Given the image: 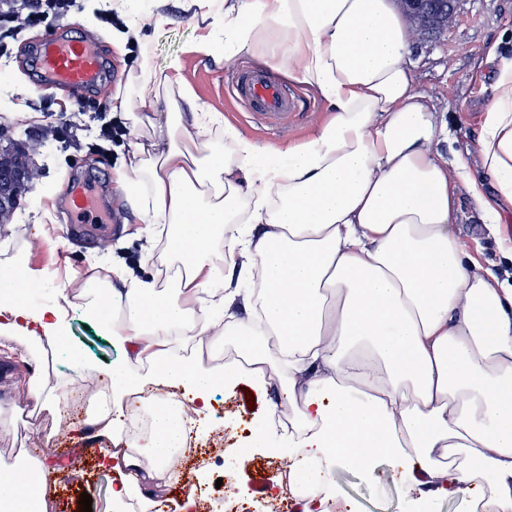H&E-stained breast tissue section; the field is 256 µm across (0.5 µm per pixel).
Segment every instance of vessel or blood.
<instances>
[{"instance_id": "obj_1", "label": "vessel or blood", "mask_w": 512, "mask_h": 512, "mask_svg": "<svg viewBox=\"0 0 512 512\" xmlns=\"http://www.w3.org/2000/svg\"><path fill=\"white\" fill-rule=\"evenodd\" d=\"M35 67L51 84L76 94L99 87L103 73L95 47L82 38L56 31L45 34ZM231 95L255 124L281 132L287 131L299 109L298 100L266 70H236L231 76ZM68 205L71 223L94 224L99 231H107L104 211L90 183L75 184Z\"/></svg>"}]
</instances>
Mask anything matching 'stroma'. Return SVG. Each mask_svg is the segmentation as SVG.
Wrapping results in <instances>:
<instances>
[{
	"mask_svg": "<svg viewBox=\"0 0 512 512\" xmlns=\"http://www.w3.org/2000/svg\"><path fill=\"white\" fill-rule=\"evenodd\" d=\"M91 2L77 0L63 23L95 44L113 87H124L131 59L119 56L107 38L84 23L83 15ZM131 5L145 19L158 71L177 70L180 80L192 88L199 107L221 113L243 135L264 144L285 146L309 135L326 119L325 103L291 82L287 89L305 103V110L294 118L287 134L257 128L225 94L232 65L191 50L199 29L205 25L202 17L170 6L155 8L150 0H132ZM43 34L40 27L17 33L0 27V130L5 133L0 148L21 158L35 173L34 178L25 181L12 212L0 219V242L9 243L8 249H0V271L12 269L18 256L28 272L62 284L72 276L92 275L97 262L142 271L148 264L153 242L146 235L137 234V218L112 177L113 169L127 154L129 129L122 124V113L113 111L111 96L88 92L77 98L64 87L43 85L32 64ZM410 39L417 87L440 121L454 131L451 141L441 142V151L458 155L471 176L482 182L486 195L495 196L496 185L487 178L480 163L478 140L484 116L495 101L493 68L487 62V53L494 47L512 55V0H458L455 14L437 36L427 39L414 33ZM66 110H81L90 116L76 148L45 134L48 112ZM33 112L38 115L34 121L29 118ZM97 112L111 113L113 121L121 125L108 157L92 149L97 131L91 116ZM89 178L99 187L112 226V234L105 240L79 234L59 206L73 183ZM458 208L463 243L475 249L480 263L496 270L501 278L512 277V259L504 256L488 236L468 194H460ZM69 321L67 334L72 345L101 367L98 382L109 386L105 370L123 359L122 346L78 311L70 312ZM269 402L287 406L288 395L275 384L264 395L250 397L242 388L223 394L222 416L200 418L198 439H210L218 431L239 425L253 427L256 416ZM93 412V406L88 404L74 418V429L82 431L77 438L73 437V430L61 432L46 422L19 416L15 419L17 442L0 441V464L13 463L24 455L51 468L45 512H81L79 501L85 494L92 498V512H114L110 498L114 473L111 466L96 462L97 450L107 440L90 425ZM255 446L251 438L234 444V474L242 479L241 488L217 485V478L224 475L223 458L211 459L207 468L198 473L200 482L212 486L211 512H225L224 501L231 494L250 501V512H266L268 498L264 489L280 482L286 461L258 452ZM335 480L341 503L336 512H406L398 478L387 463H379L372 478L343 466L337 469Z\"/></svg>",
	"mask_w": 512,
	"mask_h": 512,
	"instance_id": "35a3bbf8",
	"label": "stroma"
}]
</instances>
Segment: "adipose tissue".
Wrapping results in <instances>:
<instances>
[{
    "label": "adipose tissue",
    "mask_w": 512,
    "mask_h": 512,
    "mask_svg": "<svg viewBox=\"0 0 512 512\" xmlns=\"http://www.w3.org/2000/svg\"><path fill=\"white\" fill-rule=\"evenodd\" d=\"M102 2L125 19L112 43L138 47L130 85L154 90L115 97L134 134L116 181L154 243L150 268H113L37 308L0 286V332L33 353L61 340L80 303L120 341L110 394L91 395L92 423L112 443L113 501L153 507L143 487L179 477L171 453L186 420L158 404L151 433L128 435L120 405L133 391L178 387L201 412L216 383L277 380L290 413L268 411L258 436L288 445L293 472L316 467L298 512H325L337 467L371 477L382 460L399 468L411 512L430 497L512 512V285L456 232L460 193L491 235L512 212V56L488 52L496 98L479 145L490 199L439 149L452 133L417 88L392 0H177L208 21L197 53L254 59L327 104L328 119L284 147L197 107L156 70L129 0ZM223 345L242 363H221ZM74 373L31 376L27 395L60 405L99 368L79 358ZM47 475L25 457L1 466L0 512H42Z\"/></svg>",
    "instance_id": "obj_1"
}]
</instances>
